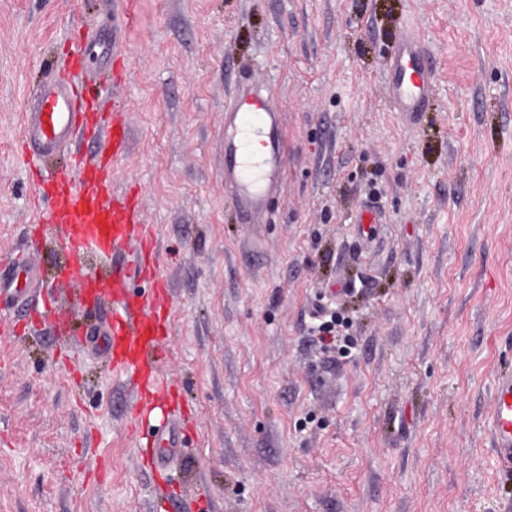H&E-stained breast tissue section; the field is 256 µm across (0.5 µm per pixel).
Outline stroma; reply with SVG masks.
Instances as JSON below:
<instances>
[{"mask_svg": "<svg viewBox=\"0 0 512 512\" xmlns=\"http://www.w3.org/2000/svg\"><path fill=\"white\" fill-rule=\"evenodd\" d=\"M118 0H0V261H69L19 158L30 92ZM435 85L405 123L385 94L402 33ZM137 195L170 289L165 373L187 423L166 470L101 330L0 334V512H512L487 429L512 371V0H141L123 32ZM282 110L286 163L262 224L224 191L241 75ZM371 200L386 222L364 236ZM347 319L323 351L318 309Z\"/></svg>", "mask_w": 512, "mask_h": 512, "instance_id": "35a3bbf8", "label": "stroma"}]
</instances>
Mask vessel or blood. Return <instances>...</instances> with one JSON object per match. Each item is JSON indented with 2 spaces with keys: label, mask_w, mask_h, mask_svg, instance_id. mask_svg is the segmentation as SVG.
Returning <instances> with one entry per match:
<instances>
[{
  "label": "vessel or blood",
  "mask_w": 512,
  "mask_h": 512,
  "mask_svg": "<svg viewBox=\"0 0 512 512\" xmlns=\"http://www.w3.org/2000/svg\"><path fill=\"white\" fill-rule=\"evenodd\" d=\"M117 44V32L104 27L74 42L80 81L61 75L41 85L36 108L24 115L22 144L34 157L59 151L79 134L96 146L92 155L76 159L73 173L59 179L50 210L39 212L38 220L67 227L64 244L74 262L66 283L111 296L110 360L127 375L137 404L146 409L172 397L163 377L167 354L162 348L169 326V291L157 275L156 241L141 222L136 198L131 192L112 188V172L129 150L124 115L104 116L83 103L87 85L98 80L96 70L85 68V61L96 59L105 67L115 64L120 57ZM386 90L394 111L407 120L418 121L427 112L434 92L433 72L417 33L407 31L399 38L387 61ZM255 138L262 144L258 154L251 150ZM284 163L282 116L273 94L251 79H243L224 108V185L244 223L256 224L264 218L270 200L280 190ZM90 246L105 256L128 249L134 259L116 268L111 282L102 283L79 260ZM136 278L152 283L149 297L137 305L127 293ZM39 280L37 270L24 260L0 271V326L11 327L10 313L27 306L28 286ZM488 429L501 467L512 469V372L499 374L495 381ZM181 443L178 422L168 421L150 443L153 459L175 454Z\"/></svg>",
  "instance_id": "vessel-or-blood-1"
}]
</instances>
